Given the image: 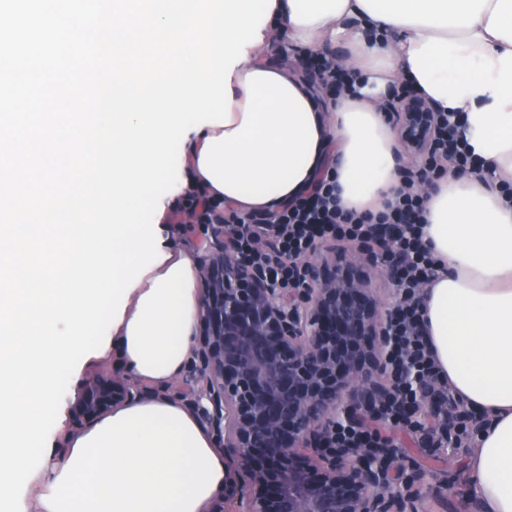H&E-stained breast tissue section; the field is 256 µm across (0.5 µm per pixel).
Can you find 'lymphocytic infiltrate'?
I'll use <instances>...</instances> for the list:
<instances>
[{
  "label": "lymphocytic infiltrate",
  "instance_id": "1",
  "mask_svg": "<svg viewBox=\"0 0 512 512\" xmlns=\"http://www.w3.org/2000/svg\"><path fill=\"white\" fill-rule=\"evenodd\" d=\"M457 115L439 113L436 146L426 159L424 173L433 179L447 173L477 170L478 164L455 131ZM416 180L404 178L397 200L379 214L362 215L344 210L336 199L330 181L320 180L307 195L283 210L269 215L249 216L255 231L238 236L239 254L266 267L274 284L295 287V262L316 249L325 240L335 238L351 242H372L379 227L396 228L391 245L382 247L384 262L396 263L399 272L392 282L395 309L388 321L384 350L385 371L390 394L378 413L377 428L347 420L336 423L333 448H386L392 445V432L432 428L440 446L464 447L468 436L465 423L449 427L427 424L424 400L426 383H435L450 410L463 405L449 385L441 383L438 366L429 345L421 310V292L433 271L435 260L425 241V198L415 188Z\"/></svg>",
  "mask_w": 512,
  "mask_h": 512
}]
</instances>
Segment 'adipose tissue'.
Masks as SVG:
<instances>
[{
	"label": "adipose tissue",
	"instance_id": "1",
	"mask_svg": "<svg viewBox=\"0 0 512 512\" xmlns=\"http://www.w3.org/2000/svg\"><path fill=\"white\" fill-rule=\"evenodd\" d=\"M342 45L360 82L323 100L296 71L261 57ZM230 79L231 120L191 131L184 186L163 200V261L131 290L109 337L134 382L156 386L72 430L51 447L26 512H210L230 475L199 415L164 394L185 371L200 312L199 267L177 242L171 213L193 196L247 216L282 210L323 176L342 205L377 211L394 201L403 160L376 100L405 80L458 132L481 168L434 179L426 239L435 272L423 290L439 377L486 413L469 457L470 494L483 512H512V0H274Z\"/></svg>",
	"mask_w": 512,
	"mask_h": 512
}]
</instances>
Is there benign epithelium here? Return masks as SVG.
<instances>
[{"label": "benign epithelium", "instance_id": "obj_1", "mask_svg": "<svg viewBox=\"0 0 512 512\" xmlns=\"http://www.w3.org/2000/svg\"><path fill=\"white\" fill-rule=\"evenodd\" d=\"M435 111L392 98L405 158H424ZM198 264L206 285L198 376L208 420L245 477L238 487L245 512H407L389 474L370 464V449L327 447L337 413L363 422L389 392V310L371 287L382 266L376 250L328 248L303 264L301 287L282 292L239 255L224 225L212 224ZM137 395L122 376L101 374L85 384L76 408L92 422Z\"/></svg>", "mask_w": 512, "mask_h": 512}]
</instances>
